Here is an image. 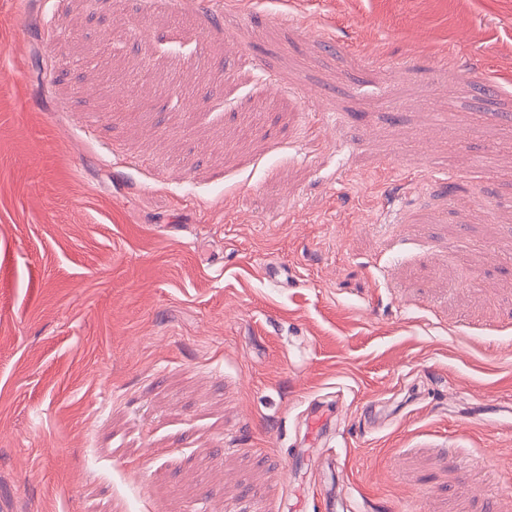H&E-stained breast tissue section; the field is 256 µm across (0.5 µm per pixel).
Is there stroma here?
I'll use <instances>...</instances> for the list:
<instances>
[{"mask_svg":"<svg viewBox=\"0 0 512 512\" xmlns=\"http://www.w3.org/2000/svg\"><path fill=\"white\" fill-rule=\"evenodd\" d=\"M331 489L512 512V0H0V507Z\"/></svg>","mask_w":512,"mask_h":512,"instance_id":"35a3bbf8","label":"stroma"}]
</instances>
